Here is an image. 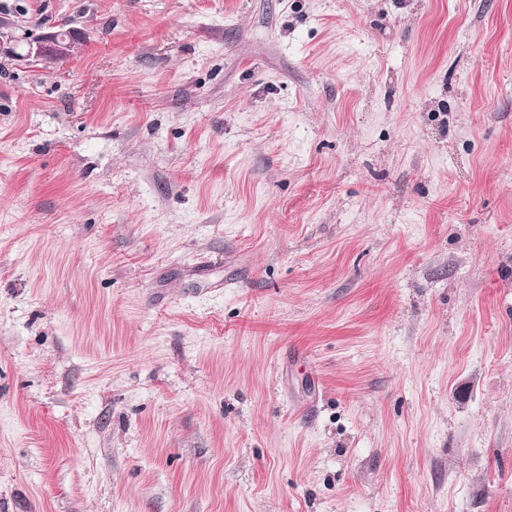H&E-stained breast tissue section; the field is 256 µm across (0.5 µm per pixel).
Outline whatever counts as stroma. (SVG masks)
I'll use <instances>...</instances> for the list:
<instances>
[{
	"label": "stroma",
	"instance_id": "obj_1",
	"mask_svg": "<svg viewBox=\"0 0 512 512\" xmlns=\"http://www.w3.org/2000/svg\"><path fill=\"white\" fill-rule=\"evenodd\" d=\"M0 512H512V0H0ZM1 33L0 48L18 60H35L46 67L67 58L74 51L78 42V34L71 29L59 28L50 30L34 42L19 38H7L6 45Z\"/></svg>",
	"mask_w": 512,
	"mask_h": 512
}]
</instances>
